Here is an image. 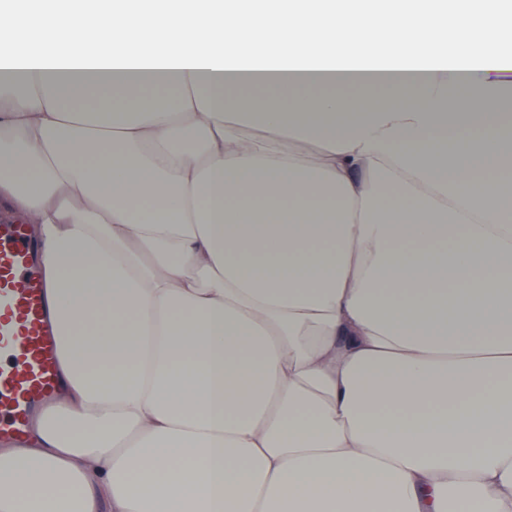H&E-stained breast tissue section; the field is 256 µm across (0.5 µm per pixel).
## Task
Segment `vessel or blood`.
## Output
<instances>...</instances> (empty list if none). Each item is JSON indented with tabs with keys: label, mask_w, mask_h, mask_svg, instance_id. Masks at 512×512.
I'll return each instance as SVG.
<instances>
[{
	"label": "vessel or blood",
	"mask_w": 512,
	"mask_h": 512,
	"mask_svg": "<svg viewBox=\"0 0 512 512\" xmlns=\"http://www.w3.org/2000/svg\"><path fill=\"white\" fill-rule=\"evenodd\" d=\"M57 361L27 228L0 221V438L21 437L36 402L53 398Z\"/></svg>",
	"instance_id": "b4317fda"
}]
</instances>
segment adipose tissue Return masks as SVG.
I'll return each instance as SVG.
<instances>
[{
  "instance_id": "obj_1",
  "label": "adipose tissue",
  "mask_w": 512,
  "mask_h": 512,
  "mask_svg": "<svg viewBox=\"0 0 512 512\" xmlns=\"http://www.w3.org/2000/svg\"><path fill=\"white\" fill-rule=\"evenodd\" d=\"M379 2L0 14L61 384L0 512H512L506 55Z\"/></svg>"
}]
</instances>
